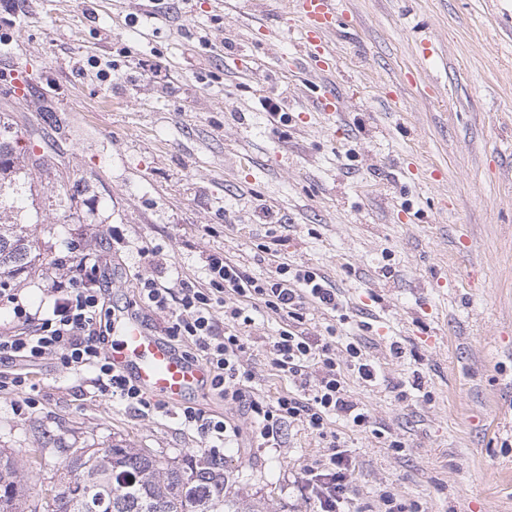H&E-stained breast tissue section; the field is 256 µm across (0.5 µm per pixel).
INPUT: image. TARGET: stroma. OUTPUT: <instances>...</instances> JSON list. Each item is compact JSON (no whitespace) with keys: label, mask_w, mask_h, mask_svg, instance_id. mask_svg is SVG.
Returning a JSON list of instances; mask_svg holds the SVG:
<instances>
[{"label":"stroma","mask_w":512,"mask_h":512,"mask_svg":"<svg viewBox=\"0 0 512 512\" xmlns=\"http://www.w3.org/2000/svg\"><path fill=\"white\" fill-rule=\"evenodd\" d=\"M340 6L349 29L330 36L336 70L322 77L336 91L331 117L300 89V28L275 0H251L246 15L215 0L0 11V117L22 169L0 222L33 225L49 260L9 285L30 310L47 306L52 266L77 246L100 255L115 305L140 277L205 283L213 253L257 276L266 246L319 269L344 316L312 310L309 334L334 325L337 359L356 339L380 370L374 383L345 381L383 437L335 425L355 462L356 512H378L383 490L425 512H512V0ZM268 96L284 117L263 111ZM252 318L248 365L275 396L288 386L270 363L281 321ZM0 370L37 386L25 414L0 395V451L25 466L30 512H53L50 489L76 449L129 443L180 464L210 445L175 415L90 394L54 361ZM200 404L241 426L222 460L250 498L312 512L298 471L326 456L322 440L296 422L280 447L255 448L236 408L211 394Z\"/></svg>","instance_id":"stroma-1"}]
</instances>
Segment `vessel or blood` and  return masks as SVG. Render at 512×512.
I'll return each mask as SVG.
<instances>
[{"label":"vessel or blood","instance_id":"b4317fda","mask_svg":"<svg viewBox=\"0 0 512 512\" xmlns=\"http://www.w3.org/2000/svg\"><path fill=\"white\" fill-rule=\"evenodd\" d=\"M283 18L298 22L302 42L309 49L307 82L335 70L336 57L327 38L348 26V14L340 8L339 0H285ZM108 355L140 389L173 409L199 392L207 378L204 365L186 361L132 314H115Z\"/></svg>","mask_w":512,"mask_h":512}]
</instances>
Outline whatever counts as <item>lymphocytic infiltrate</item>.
<instances>
[{
	"label": "lymphocytic infiltrate",
	"instance_id": "1",
	"mask_svg": "<svg viewBox=\"0 0 512 512\" xmlns=\"http://www.w3.org/2000/svg\"><path fill=\"white\" fill-rule=\"evenodd\" d=\"M206 271L202 286L182 279L170 288L139 279L132 312L167 314L166 342L183 358L207 367L212 392L244 412L259 447H278L282 429L295 421L325 441L329 456L305 464L301 482L317 512H350L352 458L336 432L329 430L328 419L333 416L350 427L369 428L368 415L346 390L343 370L353 368L369 382L377 381L379 370L355 342L347 344L345 361H337L334 327H327L322 336L305 332L310 308L338 310L335 288L317 269L285 262L256 277L224 255L212 254L206 258ZM46 291L52 306L41 315L28 311L18 294L0 289V301L12 304L20 323L17 329L0 331V359L30 364L52 359L62 370L89 376L98 393L125 408L147 417L166 414V406L122 376L106 354L112 310L105 301L106 284L97 258L79 253L68 271L49 278ZM218 308L224 311L220 323L213 317ZM251 308L270 311L281 321L269 341L271 364L295 388L271 399L255 392L254 375L244 362L248 343L240 327L251 323ZM179 417L185 426L225 443L240 435L234 421L194 402L183 404Z\"/></svg>",
	"mask_w": 512,
	"mask_h": 512
}]
</instances>
